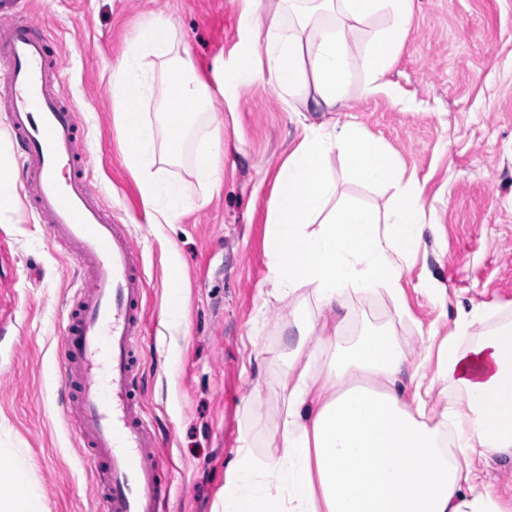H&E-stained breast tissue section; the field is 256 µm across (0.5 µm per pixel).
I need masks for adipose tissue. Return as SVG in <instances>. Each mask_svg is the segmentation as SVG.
<instances>
[{
	"instance_id": "1",
	"label": "adipose tissue",
	"mask_w": 512,
	"mask_h": 512,
	"mask_svg": "<svg viewBox=\"0 0 512 512\" xmlns=\"http://www.w3.org/2000/svg\"><path fill=\"white\" fill-rule=\"evenodd\" d=\"M242 16L264 41L247 39L232 62L205 82L191 59L173 56V18L155 14L126 41L110 73L112 119L123 163L152 224H173L192 208L178 165L199 124L221 126L214 101L261 84L304 111L344 112L348 90L389 91L386 75L413 26L412 0H243ZM160 96V112L142 103ZM390 190L385 215L345 196L332 173ZM191 159L192 174L213 196L224 173V144L213 137ZM422 190L379 140L354 121L302 125L272 188L265 254L268 297L310 289L322 320L288 325L287 367L269 370L283 407L264 456L244 430L225 472L215 512H505L480 482L476 458L512 461V326L469 348L459 341L485 316L462 313L436 342V370L407 372L400 341L387 331L349 338L348 296L383 293L403 303L402 274L432 226ZM321 332L310 344L313 332ZM415 383L405 396L403 375ZM453 382L439 417L426 415L438 384ZM0 512H42L29 470L0 462Z\"/></svg>"
}]
</instances>
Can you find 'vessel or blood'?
<instances>
[{"label": "vessel or blood", "instance_id": "vessel-or-blood-1", "mask_svg": "<svg viewBox=\"0 0 512 512\" xmlns=\"http://www.w3.org/2000/svg\"><path fill=\"white\" fill-rule=\"evenodd\" d=\"M0 104L23 147L27 198L51 240L78 263L83 282L65 329L63 384L105 512H161L168 485L138 388V343L146 292L141 250L101 208L85 174L75 115L55 90L53 41L34 21L0 14Z\"/></svg>", "mask_w": 512, "mask_h": 512}]
</instances>
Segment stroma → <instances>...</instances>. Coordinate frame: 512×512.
Masks as SVG:
<instances>
[{
    "label": "stroma",
    "mask_w": 512,
    "mask_h": 512,
    "mask_svg": "<svg viewBox=\"0 0 512 512\" xmlns=\"http://www.w3.org/2000/svg\"><path fill=\"white\" fill-rule=\"evenodd\" d=\"M55 41L62 71L54 86L77 117L99 203L142 250L147 284L139 351L143 411L168 456L165 512H213L248 422L263 455L281 399L270 360L287 364L282 329L292 317L316 321L310 290L265 301L266 221L274 176L302 127L261 84L234 105L217 100L223 124L224 183L210 202L189 164L173 167L196 200L175 224L148 223L132 174L122 163L112 120L109 68L129 33L161 12L177 25L176 54H190L212 81L251 32L241 0H13ZM414 24L387 78L392 94L350 89L353 120L395 154L422 189L425 218L437 229L405 269L408 313L396 318L384 296L350 299V336L386 330L410 363L422 361L424 332L444 337L459 310L486 316L465 344L512 323V0H413ZM8 254L0 261V448L26 464L43 512H103L81 454L83 440L61 394V342L81 283L74 259L52 243L40 214L18 189L0 219ZM446 297L421 291L423 278ZM180 294H173V286ZM180 301L185 320L167 311ZM260 399H253V391Z\"/></svg>",
    "instance_id": "35a3bbf8"
}]
</instances>
